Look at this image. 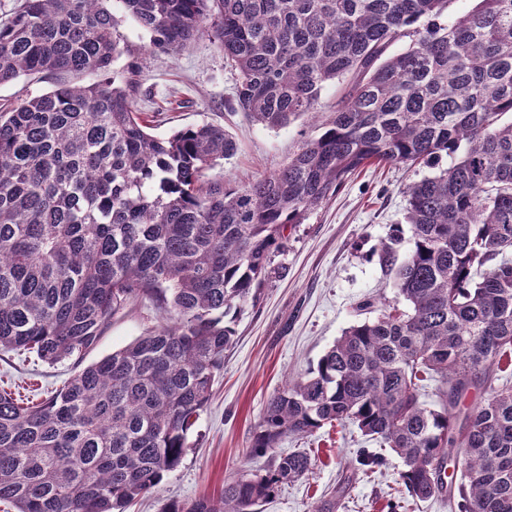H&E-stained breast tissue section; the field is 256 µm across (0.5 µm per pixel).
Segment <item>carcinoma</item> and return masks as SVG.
<instances>
[{
	"instance_id": "1",
	"label": "carcinoma",
	"mask_w": 512,
	"mask_h": 512,
	"mask_svg": "<svg viewBox=\"0 0 512 512\" xmlns=\"http://www.w3.org/2000/svg\"><path fill=\"white\" fill-rule=\"evenodd\" d=\"M22 0L0 24V84L54 88L0 113V350L79 364L112 319L150 300L162 323L24 405L0 392V502L16 512H125L181 464L244 305L284 231L372 165L447 168L406 188L403 229L373 250L408 309L348 327L266 402L264 473L162 512H261L311 473L286 437L354 426L400 459L406 500L460 470L459 512H512V0ZM177 53L213 32L237 72L230 106L278 129L321 117L278 169L207 178L237 152L209 122L169 136L135 109L141 64L117 14ZM404 43L402 50L393 47ZM95 77L87 85L74 80ZM336 105L319 112L322 90ZM438 383L437 404L422 400ZM364 450L363 473L383 464Z\"/></svg>"
}]
</instances>
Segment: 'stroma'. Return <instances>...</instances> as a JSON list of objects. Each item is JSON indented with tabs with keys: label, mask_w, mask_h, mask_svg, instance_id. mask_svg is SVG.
I'll use <instances>...</instances> for the list:
<instances>
[{
	"label": "stroma",
	"mask_w": 512,
	"mask_h": 512,
	"mask_svg": "<svg viewBox=\"0 0 512 512\" xmlns=\"http://www.w3.org/2000/svg\"><path fill=\"white\" fill-rule=\"evenodd\" d=\"M142 66L135 105L155 115L156 133L212 122L234 136L236 155L209 170L210 178L248 183L277 169L302 140L315 134L304 118L272 130L232 111L238 74L225 64L213 37L197 38L176 54L145 56ZM433 173L423 165L366 168L302 223L289 227L256 302L247 303L239 317L234 345L208 405L188 435L181 465L127 512H160L172 498L213 496L225 479L266 466V458L249 455L248 450L267 399L287 377L316 365L356 321L360 305L398 302L391 275L372 251L403 225L406 187ZM159 323L151 302L134 303L113 318L85 364L112 354ZM72 373L68 361L50 365L32 354L0 351V390L27 404L48 397ZM360 446L361 435L351 426H328L302 440L283 439L279 452L309 449L313 469L308 478L285 486L266 512H312L315 505L329 501L335 502L336 512H393L401 462L391 453L374 473H353Z\"/></svg>",
	"instance_id": "obj_1"
}]
</instances>
